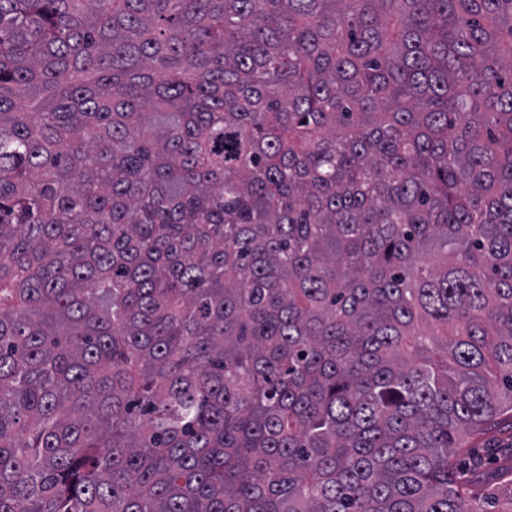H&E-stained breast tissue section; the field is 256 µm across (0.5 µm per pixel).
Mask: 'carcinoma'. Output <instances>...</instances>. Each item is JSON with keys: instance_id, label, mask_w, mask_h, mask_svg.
Here are the masks:
<instances>
[{"instance_id": "obj_1", "label": "carcinoma", "mask_w": 512, "mask_h": 512, "mask_svg": "<svg viewBox=\"0 0 512 512\" xmlns=\"http://www.w3.org/2000/svg\"><path fill=\"white\" fill-rule=\"evenodd\" d=\"M512 0H0V512H489Z\"/></svg>"}]
</instances>
